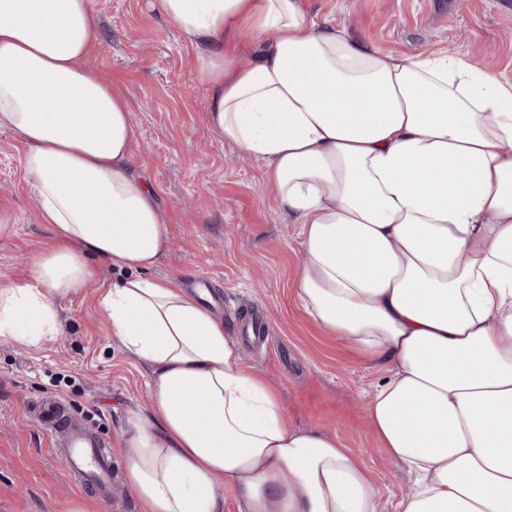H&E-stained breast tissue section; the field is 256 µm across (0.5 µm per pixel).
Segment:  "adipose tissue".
Segmentation results:
<instances>
[{
  "label": "adipose tissue",
  "mask_w": 512,
  "mask_h": 512,
  "mask_svg": "<svg viewBox=\"0 0 512 512\" xmlns=\"http://www.w3.org/2000/svg\"><path fill=\"white\" fill-rule=\"evenodd\" d=\"M197 49L210 124L260 160L302 226L297 296L386 375L375 437L416 472L399 512H512V82L462 56L390 54L317 25L301 0H157ZM95 0H0V131L24 146L55 244L0 285V339L58 335L54 302L95 263L129 269L103 304L149 369L117 430L141 512H377L336 434L290 424L222 320L151 277L165 217L132 174L126 99L87 66ZM259 45L240 65L231 43Z\"/></svg>",
  "instance_id": "adipose-tissue-1"
}]
</instances>
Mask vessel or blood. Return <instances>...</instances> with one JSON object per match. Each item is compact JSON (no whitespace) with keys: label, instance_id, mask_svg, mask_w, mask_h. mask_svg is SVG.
<instances>
[{"label":"vessel or blood","instance_id":"b4317fda","mask_svg":"<svg viewBox=\"0 0 512 512\" xmlns=\"http://www.w3.org/2000/svg\"><path fill=\"white\" fill-rule=\"evenodd\" d=\"M36 423L52 433V446L61 454L70 475L95 486L102 502H110L112 450L102 434L85 421L70 417L61 401L45 396L35 404Z\"/></svg>","mask_w":512,"mask_h":512}]
</instances>
